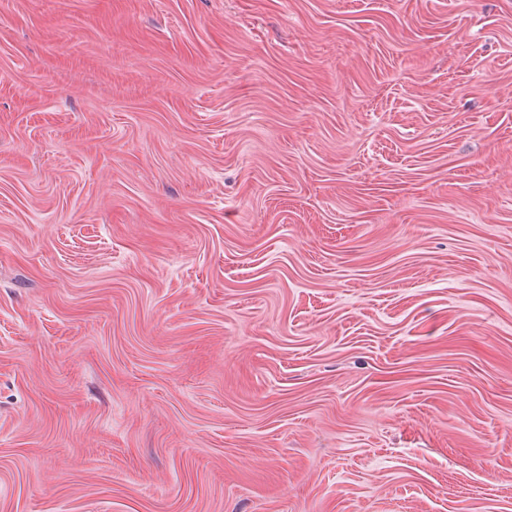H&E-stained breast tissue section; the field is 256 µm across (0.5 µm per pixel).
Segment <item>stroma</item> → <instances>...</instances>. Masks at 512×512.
Wrapping results in <instances>:
<instances>
[{
    "instance_id": "35a3bbf8",
    "label": "stroma",
    "mask_w": 512,
    "mask_h": 512,
    "mask_svg": "<svg viewBox=\"0 0 512 512\" xmlns=\"http://www.w3.org/2000/svg\"><path fill=\"white\" fill-rule=\"evenodd\" d=\"M0 512H512V0H0Z\"/></svg>"
}]
</instances>
